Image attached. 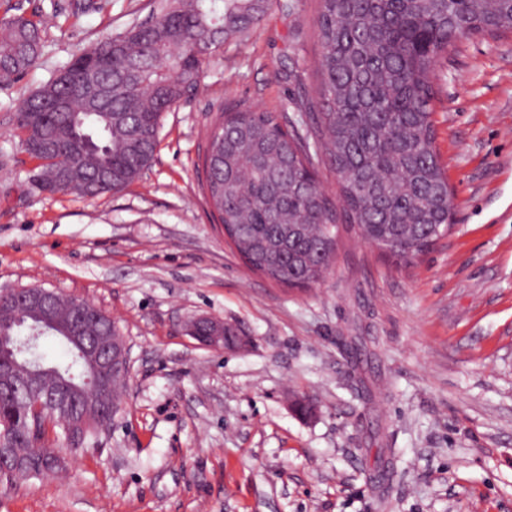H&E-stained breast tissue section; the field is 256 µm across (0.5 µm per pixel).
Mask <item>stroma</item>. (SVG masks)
<instances>
[{"mask_svg": "<svg viewBox=\"0 0 512 512\" xmlns=\"http://www.w3.org/2000/svg\"><path fill=\"white\" fill-rule=\"evenodd\" d=\"M0 0L52 21L38 66L0 86V290L90 300L123 336L122 409L57 473L0 482V512H512V37L474 35L437 66L436 145L452 227L407 268L340 223L325 279L250 271L211 217L201 158L240 101L297 118L316 89L320 0H273L161 120L119 193H46L14 131L29 92L153 0ZM213 316L247 339L182 331ZM318 405L303 418L293 396ZM389 490H381L375 473Z\"/></svg>", "mask_w": 512, "mask_h": 512, "instance_id": "35a3bbf8", "label": "stroma"}]
</instances>
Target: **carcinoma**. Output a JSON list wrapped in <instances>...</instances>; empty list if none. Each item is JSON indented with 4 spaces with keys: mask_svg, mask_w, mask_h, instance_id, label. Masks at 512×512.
Returning <instances> with one entry per match:
<instances>
[{
    "mask_svg": "<svg viewBox=\"0 0 512 512\" xmlns=\"http://www.w3.org/2000/svg\"><path fill=\"white\" fill-rule=\"evenodd\" d=\"M271 4L158 0L145 21L75 55L16 110L40 189L92 198L137 180L156 152L163 113L197 90L209 58L257 28ZM316 28L318 86L301 108L310 122L285 124L235 104L211 126L203 159L228 240L251 269L293 288L323 280L343 221L404 267L448 232L452 192L433 120L437 62L464 37L512 34V0H320ZM46 37L41 21L0 18V83L36 68ZM324 161L339 178V206L319 184ZM43 314L72 359L39 357L37 380L67 400L43 395L35 413L9 380L25 372L19 337ZM71 328L122 341L108 315L91 306L78 320L55 292L44 307L0 300V451L19 462L0 467L6 477L59 470L55 438L93 444L120 409L125 378L97 370L62 337Z\"/></svg>",
    "mask_w": 512,
    "mask_h": 512,
    "instance_id": "cac0c4a2",
    "label": "carcinoma"
}]
</instances>
